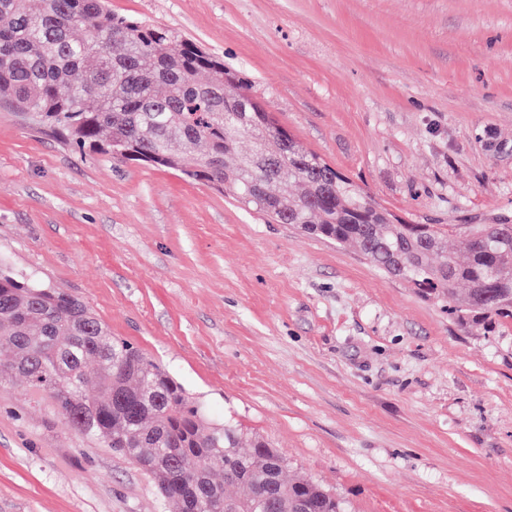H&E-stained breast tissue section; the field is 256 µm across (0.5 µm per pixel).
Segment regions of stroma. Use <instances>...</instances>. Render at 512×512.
I'll list each match as a JSON object with an SVG mask.
<instances>
[{
	"mask_svg": "<svg viewBox=\"0 0 512 512\" xmlns=\"http://www.w3.org/2000/svg\"><path fill=\"white\" fill-rule=\"evenodd\" d=\"M223 59L308 151L412 224H512V0H106ZM0 255L82 299L214 423L347 512H512V322L460 327L357 247L0 106ZM0 512H172L0 373Z\"/></svg>",
	"mask_w": 512,
	"mask_h": 512,
	"instance_id": "obj_1",
	"label": "stroma"
}]
</instances>
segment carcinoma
Masks as SVG:
<instances>
[{
    "label": "carcinoma",
    "instance_id": "cac0c4a2",
    "mask_svg": "<svg viewBox=\"0 0 512 512\" xmlns=\"http://www.w3.org/2000/svg\"><path fill=\"white\" fill-rule=\"evenodd\" d=\"M0 104L36 113L80 149L178 171L304 233L353 244L463 326L512 320V224H475L463 252L448 253L446 228L396 222L269 120L223 60L105 0H0ZM285 182L301 192H280ZM0 353L83 433L149 474L176 512H295L302 502L345 512L321 484L286 479L287 458L265 440L240 448L241 429L209 422L166 368L113 337L79 298L5 258Z\"/></svg>",
    "mask_w": 512,
    "mask_h": 512
}]
</instances>
